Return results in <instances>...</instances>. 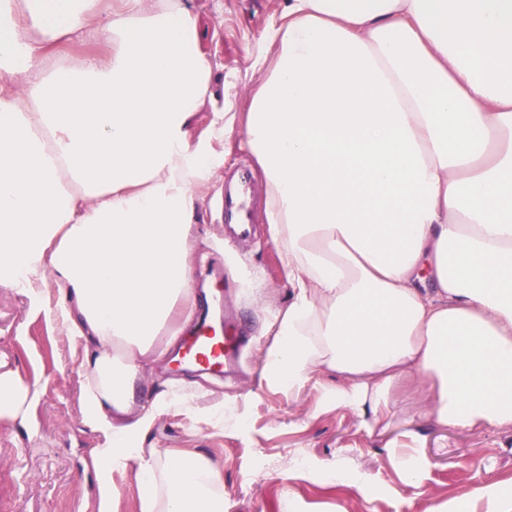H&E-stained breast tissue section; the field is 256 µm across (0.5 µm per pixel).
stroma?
<instances>
[{
	"label": "stroma",
	"mask_w": 512,
	"mask_h": 512,
	"mask_svg": "<svg viewBox=\"0 0 512 512\" xmlns=\"http://www.w3.org/2000/svg\"><path fill=\"white\" fill-rule=\"evenodd\" d=\"M192 4L215 74L195 126L200 133L215 117L241 111L262 76L285 0ZM256 228L253 240L225 245L224 226L206 201L192 228L195 254L204 260L195 286L209 291L199 318L215 324L233 307L254 343L265 330L267 306L286 305L291 294L264 216ZM254 343L243 374L233 379L177 372L162 362L140 388L150 397L179 384L189 394L187 406L156 416L139 445L209 457L224 480V512H426L492 478L512 492V431L442 426L415 415L400 395L381 420L318 407L313 391L290 397L268 389ZM81 359L52 313L0 288V372L41 379L25 421L0 423V512H98L102 437L84 420ZM398 451L416 486L405 485ZM356 479L370 484L369 498L351 488Z\"/></svg>",
	"instance_id": "35a3bbf8"
}]
</instances>
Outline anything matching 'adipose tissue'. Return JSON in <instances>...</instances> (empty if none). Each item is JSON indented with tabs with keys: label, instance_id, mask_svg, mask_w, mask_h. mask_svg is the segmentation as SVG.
<instances>
[{
	"label": "adipose tissue",
	"instance_id": "obj_1",
	"mask_svg": "<svg viewBox=\"0 0 512 512\" xmlns=\"http://www.w3.org/2000/svg\"><path fill=\"white\" fill-rule=\"evenodd\" d=\"M273 44L197 137L214 70L190 0H0V288L84 351L100 512L128 466L140 512H224L210 458L137 444L187 395L135 394L194 317L190 234L236 136L291 287L257 346L267 387L328 372L323 406L402 390L436 423L512 429V0H288ZM39 394L0 372V421Z\"/></svg>",
	"mask_w": 512,
	"mask_h": 512
}]
</instances>
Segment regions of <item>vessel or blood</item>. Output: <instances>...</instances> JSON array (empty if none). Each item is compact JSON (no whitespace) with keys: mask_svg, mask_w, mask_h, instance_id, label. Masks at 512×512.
I'll return each mask as SVG.
<instances>
[{"mask_svg":"<svg viewBox=\"0 0 512 512\" xmlns=\"http://www.w3.org/2000/svg\"><path fill=\"white\" fill-rule=\"evenodd\" d=\"M248 172L236 183L225 184L218 202V215L226 234L236 240L252 237V209L246 199ZM246 330L240 321L228 319L223 329L201 322L184 336L179 350L182 364L215 375L233 372L240 364Z\"/></svg>","mask_w":512,"mask_h":512,"instance_id":"obj_1","label":"vessel or blood"}]
</instances>
